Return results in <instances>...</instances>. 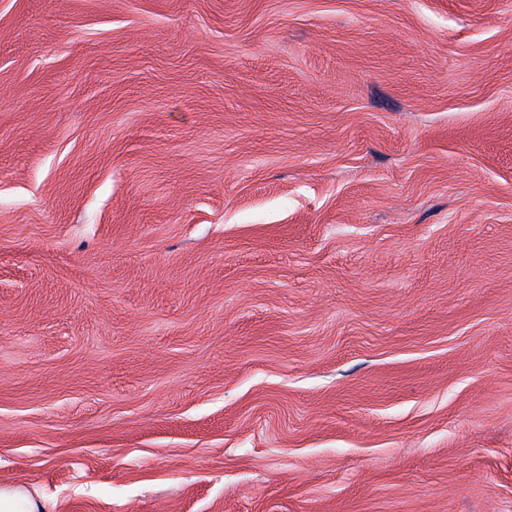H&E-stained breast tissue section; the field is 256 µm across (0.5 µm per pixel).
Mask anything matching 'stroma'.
I'll return each instance as SVG.
<instances>
[{
	"instance_id": "35a3bbf8",
	"label": "stroma",
	"mask_w": 512,
	"mask_h": 512,
	"mask_svg": "<svg viewBox=\"0 0 512 512\" xmlns=\"http://www.w3.org/2000/svg\"><path fill=\"white\" fill-rule=\"evenodd\" d=\"M0 486L512 512V0H0Z\"/></svg>"
}]
</instances>
